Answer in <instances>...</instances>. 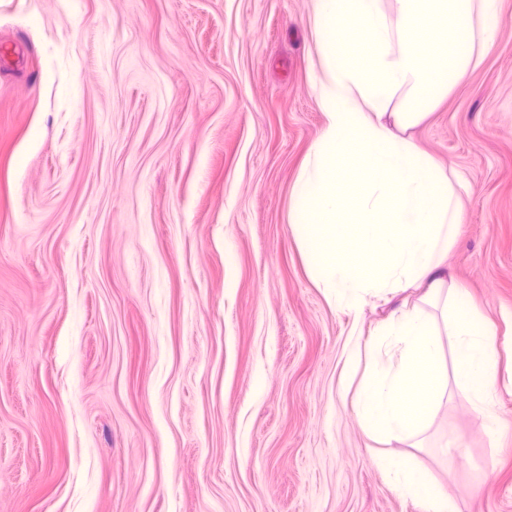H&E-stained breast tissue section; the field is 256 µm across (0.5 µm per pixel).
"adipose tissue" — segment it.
Listing matches in <instances>:
<instances>
[{
	"mask_svg": "<svg viewBox=\"0 0 512 512\" xmlns=\"http://www.w3.org/2000/svg\"><path fill=\"white\" fill-rule=\"evenodd\" d=\"M500 2L310 0L314 90L326 123L294 184L289 219L313 281L337 307L423 288L448 322L453 384L494 434L504 425L496 331L467 289L448 287L445 266L470 190L410 132L480 67ZM363 346L372 361L369 399L356 410L361 428L422 438L451 384L437 327L401 307ZM379 466L389 489L421 512H458L415 465L383 458Z\"/></svg>",
	"mask_w": 512,
	"mask_h": 512,
	"instance_id": "adipose-tissue-1",
	"label": "adipose tissue"
}]
</instances>
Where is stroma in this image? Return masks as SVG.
Listing matches in <instances>:
<instances>
[{"mask_svg":"<svg viewBox=\"0 0 512 512\" xmlns=\"http://www.w3.org/2000/svg\"><path fill=\"white\" fill-rule=\"evenodd\" d=\"M482 65L412 132L471 194L448 284L512 340V0ZM310 0H0V512H512L449 388L422 443L355 420L369 336L311 279L288 216L325 125ZM463 441L465 454L446 452ZM378 464L386 475L389 489L399 497L416 501L421 512H458L451 494L431 483L415 465H397L386 458Z\"/></svg>","mask_w":512,"mask_h":512,"instance_id":"stroma-1","label":"stroma"}]
</instances>
